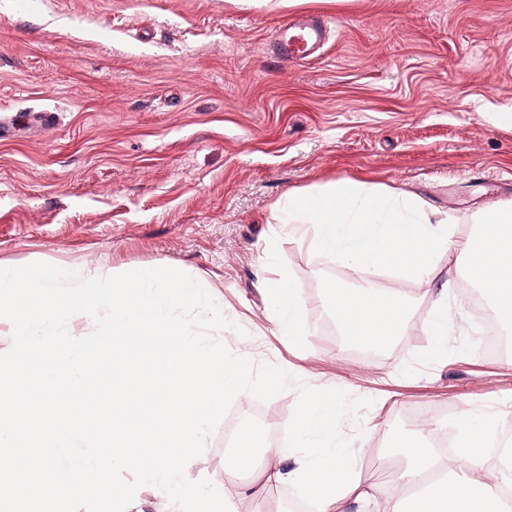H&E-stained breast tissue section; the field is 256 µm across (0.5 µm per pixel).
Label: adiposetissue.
<instances>
[{"instance_id": "1", "label": "adipose tissue", "mask_w": 512, "mask_h": 512, "mask_svg": "<svg viewBox=\"0 0 512 512\" xmlns=\"http://www.w3.org/2000/svg\"><path fill=\"white\" fill-rule=\"evenodd\" d=\"M261 278L276 309L279 335L305 336V310L291 283L268 265L262 266ZM326 301L338 329L356 345L382 349L408 325V303L398 296L331 285ZM495 423L483 414L468 416L453 458L434 448L425 432L392 434L391 457L397 466L389 482L379 485L358 478L352 453L341 438L336 402L307 398L287 428L295 447L307 449V459L288 475L317 512H506L501 487L512 486V466L496 472L486 466V439ZM258 448L266 451L265 483L280 482L286 475L281 449L249 426L235 440L237 470L252 469Z\"/></svg>"}]
</instances>
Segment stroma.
I'll return each instance as SVG.
<instances>
[{"mask_svg": "<svg viewBox=\"0 0 512 512\" xmlns=\"http://www.w3.org/2000/svg\"><path fill=\"white\" fill-rule=\"evenodd\" d=\"M327 20L306 61L270 47L292 18ZM512 0H0V263L120 274L164 265L202 280L236 355L294 381L267 406L288 424L299 384L370 400L342 438L380 479L391 432L417 408L457 437L474 408L512 416V352L478 350L459 252L435 274L375 271L408 296L406 332L386 349L348 343L324 287L358 285L345 262L273 224L288 191L351 178L421 194L454 214L460 238L480 211L512 201ZM301 300L312 335L276 334L265 251ZM448 292V354L421 358ZM224 429L186 466L221 485Z\"/></svg>", "mask_w": 512, "mask_h": 512, "instance_id": "35a3bbf8", "label": "stroma"}]
</instances>
